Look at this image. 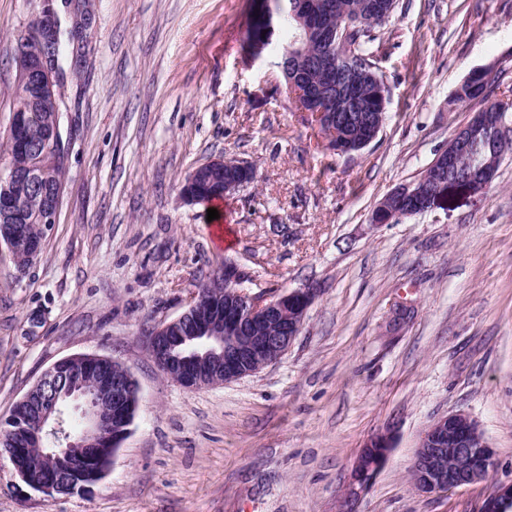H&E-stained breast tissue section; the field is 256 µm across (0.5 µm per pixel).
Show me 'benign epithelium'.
<instances>
[{
	"label": "benign epithelium",
	"mask_w": 512,
	"mask_h": 512,
	"mask_svg": "<svg viewBox=\"0 0 512 512\" xmlns=\"http://www.w3.org/2000/svg\"><path fill=\"white\" fill-rule=\"evenodd\" d=\"M53 81L43 57L21 56L16 82L35 91L42 101ZM304 86L316 119L325 116L320 99L296 74L287 86ZM454 148L439 152L431 162L437 174L424 206L430 209L447 194L457 190L481 192L493 180L495 159L509 152L501 136L496 112H476L471 121L453 135ZM484 142L493 157L481 158L475 146ZM464 157L473 159L463 180L447 179L448 170L459 166ZM215 172L235 167L250 173L252 166L242 160L216 158L205 162ZM38 174L31 167L9 163L0 170V222L15 224L23 218L18 199L32 191ZM198 169H193L181 189L184 202L199 201ZM413 194L404 185L387 195L373 213L372 224H393L410 215L397 208L398 202ZM41 219L55 223L61 195L43 191ZM212 282L230 297V309L215 301L203 305L193 294L188 308L178 317L152 328L146 348L158 371L187 389L221 385L258 373L279 359L299 334L305 313L318 289L298 288L274 297L255 295L238 288L241 277L226 263ZM140 403V388L129 367L112 357L73 354L50 365L30 389L15 403L9 418L0 421V457L8 458L14 474L31 488L51 494L85 491L109 472L112 458L129 432ZM73 409L84 422L81 432L63 435L44 443V436L61 428L59 410ZM395 441L394 429L372 436L361 449L352 471L344 512H351L357 490L365 489L385 463ZM38 451L41 467L32 470L27 456ZM495 467L494 452L478 422L466 411L442 416L422 433L412 470L416 489L430 493L470 485L486 478ZM512 507V483L495 486L480 512H506Z\"/></svg>",
	"instance_id": "1"
}]
</instances>
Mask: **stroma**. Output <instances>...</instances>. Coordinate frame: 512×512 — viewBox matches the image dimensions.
<instances>
[{"instance_id":"obj_1","label":"stroma","mask_w":512,"mask_h":512,"mask_svg":"<svg viewBox=\"0 0 512 512\" xmlns=\"http://www.w3.org/2000/svg\"><path fill=\"white\" fill-rule=\"evenodd\" d=\"M48 5L70 29L69 0H0V156L17 41ZM248 25L247 0H93L81 66L64 76L56 222L27 270L0 249V420L76 353L124 362L141 402L89 491L42 493L0 459V512H340L362 446L390 426L357 512H479L512 482V153L484 192L371 222L482 109L448 107L472 69L494 66V95L512 102V0H398L378 48L387 119L352 155L327 149L272 57L245 60ZM220 156L257 179L211 223L181 188ZM227 261L249 293L319 294L275 363L186 389L158 372L144 334ZM455 410L478 421L495 469L419 492L420 436ZM417 192L411 191L410 185H404L399 187L392 192H390L385 198L388 200H384L385 204L379 205L377 210L373 213L372 216V224L374 225H382V224H393L405 216H411L415 213H410L406 210H399L397 208L398 202L402 201L405 197L416 194Z\"/></svg>"}]
</instances>
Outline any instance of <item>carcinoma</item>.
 <instances>
[{
  "label": "carcinoma",
  "instance_id": "1",
  "mask_svg": "<svg viewBox=\"0 0 512 512\" xmlns=\"http://www.w3.org/2000/svg\"><path fill=\"white\" fill-rule=\"evenodd\" d=\"M395 8L396 0H250L254 38L246 41L245 52L253 58L275 53L280 64L284 55L290 54L291 71L305 73L312 85L321 88L327 95L324 111L336 114V118L320 126L328 145L343 144L359 152L371 139L372 127L366 120L372 119L379 128L385 121L387 98L375 94L376 82L383 80L375 45ZM78 35L79 30H71L65 38L57 25L47 43L23 37L18 51L31 57L46 52L49 63L61 76L65 68L74 69L78 64L74 48ZM331 51L336 52L334 70L324 64ZM498 79L497 71L487 67L473 83L466 82L456 91L452 104L478 98L500 113L501 123H506L512 103L492 100ZM53 115L51 109L31 113L23 140L9 145V152L12 162L30 165L36 155L27 146L50 147V155L56 161L46 170L45 177L56 188L63 181L66 146L61 138L52 142L48 119ZM22 207L27 212V221L21 225L19 241L14 246L20 264L26 266L27 245L45 239L47 226L40 219V193L24 199Z\"/></svg>",
  "mask_w": 512,
  "mask_h": 512
}]
</instances>
